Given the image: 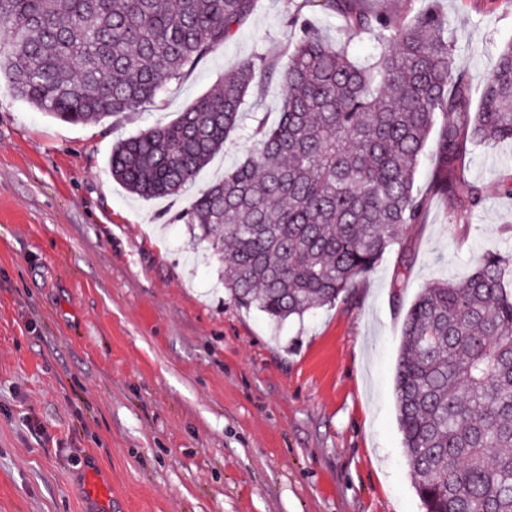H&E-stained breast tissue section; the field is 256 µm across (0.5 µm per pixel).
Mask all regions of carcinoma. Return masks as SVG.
<instances>
[{"mask_svg":"<svg viewBox=\"0 0 512 512\" xmlns=\"http://www.w3.org/2000/svg\"><path fill=\"white\" fill-rule=\"evenodd\" d=\"M254 0H0V46L17 96L55 119L97 123L155 102L224 47ZM360 0H326L379 51L363 64L303 24L282 72L280 118L178 219L197 229L241 307L282 323L347 296L427 206L415 174L437 118L431 190L482 192L452 179L463 140L512 144V43L470 110L448 20L414 19ZM259 54L166 125L120 141L112 177L141 198L179 194L241 119ZM512 259L488 251L460 281L423 288L407 313L396 372L403 452L425 512H512Z\"/></svg>","mask_w":512,"mask_h":512,"instance_id":"carcinoma-1","label":"carcinoma"}]
</instances>
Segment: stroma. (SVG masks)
I'll return each instance as SVG.
<instances>
[{
  "label": "stroma",
  "mask_w": 512,
  "mask_h": 512,
  "mask_svg": "<svg viewBox=\"0 0 512 512\" xmlns=\"http://www.w3.org/2000/svg\"><path fill=\"white\" fill-rule=\"evenodd\" d=\"M436 8L479 96L512 40V0ZM303 19L330 40L344 26L314 0H255L157 104L98 123L39 112L0 77V512H84L90 466L121 512H423L397 418L402 328L428 283L512 254V146L466 147L454 178L483 193L466 215L460 196L431 193L423 157L420 223L346 298L279 325L233 302L177 219L278 120V74L256 76L186 192L142 199L109 169L118 141L174 121L226 71L261 53L285 65Z\"/></svg>",
  "instance_id": "obj_1"
}]
</instances>
